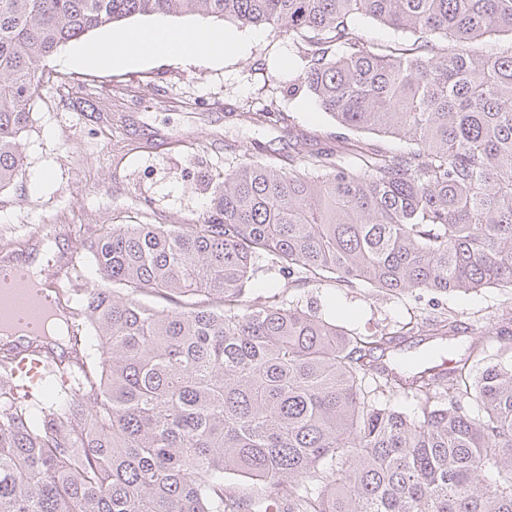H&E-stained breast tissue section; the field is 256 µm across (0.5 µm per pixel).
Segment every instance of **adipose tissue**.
Wrapping results in <instances>:
<instances>
[{
    "mask_svg": "<svg viewBox=\"0 0 512 512\" xmlns=\"http://www.w3.org/2000/svg\"><path fill=\"white\" fill-rule=\"evenodd\" d=\"M104 49L87 46L76 49L70 65L93 62L102 67L131 66L155 56L177 57L185 62H220L228 40L223 33L206 26L174 30L167 20L155 18L147 27L107 35Z\"/></svg>",
    "mask_w": 512,
    "mask_h": 512,
    "instance_id": "1",
    "label": "adipose tissue"
}]
</instances>
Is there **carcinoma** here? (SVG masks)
<instances>
[{"label": "carcinoma", "mask_w": 512, "mask_h": 512, "mask_svg": "<svg viewBox=\"0 0 512 512\" xmlns=\"http://www.w3.org/2000/svg\"><path fill=\"white\" fill-rule=\"evenodd\" d=\"M158 14L297 37V88L336 146L255 142L198 223L101 229L79 304L99 362L68 336L73 381L46 402L14 391L0 355V512H512L511 310L501 359L474 376L478 336L451 366L406 361L415 326L355 336L284 299L243 303L262 258L387 293L512 289V0H0V191L43 63ZM361 17L414 40L366 42ZM486 36L506 45L482 51ZM239 117L288 123L274 102ZM436 332L455 347L456 321ZM368 378L421 414L372 403Z\"/></svg>", "instance_id": "1"}]
</instances>
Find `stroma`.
<instances>
[{"label": "stroma", "mask_w": 512, "mask_h": 512, "mask_svg": "<svg viewBox=\"0 0 512 512\" xmlns=\"http://www.w3.org/2000/svg\"><path fill=\"white\" fill-rule=\"evenodd\" d=\"M206 23L238 44L222 63L166 57L132 68L70 69L66 46L46 61L50 81L22 140V172L0 191V253L27 251L36 225H55L57 248L81 258L68 287L86 291L98 278L90 244L100 228L144 219L195 223L210 207L211 178L240 163L253 142L284 153L290 133L315 141L334 130L312 97L288 91L302 69L296 41L271 28ZM273 98L288 113L287 126L238 121V113ZM248 295L287 300L361 336L414 325L428 335L437 319L451 317L461 331L481 335L489 359L500 347L499 316L512 309L510 288L386 294L363 285L292 283L268 265Z\"/></svg>", "instance_id": "obj_1"}]
</instances>
